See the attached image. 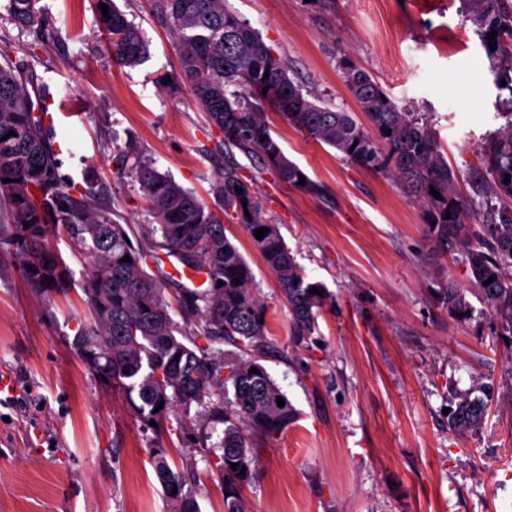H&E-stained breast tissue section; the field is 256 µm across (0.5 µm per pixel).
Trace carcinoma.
I'll use <instances>...</instances> for the list:
<instances>
[{"instance_id": "cac0c4a2", "label": "carcinoma", "mask_w": 512, "mask_h": 512, "mask_svg": "<svg viewBox=\"0 0 512 512\" xmlns=\"http://www.w3.org/2000/svg\"><path fill=\"white\" fill-rule=\"evenodd\" d=\"M11 2L20 23L40 24L36 0ZM100 2L108 6L99 23L108 36L113 62L120 67L140 64L148 53L141 31L112 0ZM462 3L481 39L493 81L498 85L507 82L505 89L511 94L498 102L506 123L486 135L478 147L489 179L488 198L483 201L486 224L479 241L464 234L463 218L471 202L457 190L454 172L432 127L420 113L395 104L380 83L350 57H342L338 68L368 121L366 126L349 112L310 100L288 77L285 62L225 0H156V7L171 21L182 77L210 122L222 132L224 146L257 154L284 184L322 195L323 187L286 157L272 135L264 115V106L269 105L347 160L396 182L420 209L424 237L432 249L445 255L464 253L485 313L497 321L500 336L512 345V215H498L492 204L494 198L512 201V0ZM493 31L496 49L492 51L488 34ZM46 114L45 100L33 99L16 65L11 61L0 64V202L8 205L12 219L6 236L0 237V247L17 251L30 287L50 294L66 287L70 273L46 244L48 225L60 224L80 241L92 258L82 284L91 321L74 337L75 353L98 378H106L105 384L125 393L146 427L175 411L188 416L195 405L201 408L196 417L202 427L215 430L223 425L219 454L209 464L222 477L228 493L224 512H242L240 489L253 483L258 472L244 430L277 438L294 423L296 409L260 363L268 332L267 310L252 292L251 267L224 232V214L233 212L275 275L297 338L312 334L327 299L325 287L307 277L277 227L262 224L252 186L242 179L239 167L224 166L215 187L224 206L219 212L159 172L153 163L137 160L135 177L157 220L145 233L160 234V247L167 256L207 276L205 288L182 289L180 305L185 316L195 321L197 336L209 345L199 346L197 336H176L164 288L158 277L143 268L147 253L133 247L123 225L106 211L90 207L93 186L79 200L60 187L56 178L59 160L44 135ZM301 175L303 185L299 184ZM6 178L12 182H4ZM432 188L441 198L430 193ZM262 227L268 232L258 240L253 231ZM126 255L128 262L122 261ZM491 276L494 280L484 284ZM314 287L322 294L310 293ZM436 300L450 314L469 316L460 290L451 282L436 291ZM218 340L239 352L211 348ZM253 367L258 372H250ZM226 369L230 370L227 375ZM279 396L285 399L282 407L277 406ZM158 405L162 409H156ZM448 408V428L465 432L482 424L487 404L469 392L452 398ZM152 455L173 512H198L193 496L184 490L181 474L172 469L162 450L155 449Z\"/></svg>"}]
</instances>
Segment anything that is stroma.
<instances>
[{"instance_id": "1", "label": "stroma", "mask_w": 512, "mask_h": 512, "mask_svg": "<svg viewBox=\"0 0 512 512\" xmlns=\"http://www.w3.org/2000/svg\"><path fill=\"white\" fill-rule=\"evenodd\" d=\"M148 44L144 62L116 66L97 24L96 0H37L44 31L19 24L0 0V50L47 99L44 132L72 197L88 183L134 247L153 250L155 218L133 172L153 162L201 200L225 164L252 182L260 216L274 224L329 299L305 339L291 334L278 281L235 219L227 237L250 265L267 307L264 366L297 416L280 437L252 433L259 462L241 492L245 512H512V346L473 291L460 252L433 256L417 207L393 181L316 142L267 109L285 155L324 185L323 197L285 185L261 160L221 145L179 76L171 25L155 0H114ZM319 101L359 107L341 79L350 56L398 105L424 114L465 198L480 168L478 145L504 123L499 90L460 0H227ZM34 58H25L23 46ZM49 244L70 270L63 292L30 288L15 253L0 252V512H171L152 447L184 472L201 512H224L212 440L170 415L144 428L125 395L105 386L72 349L90 319L81 284L89 256L64 227ZM472 310L438 305L442 283ZM485 387L475 431L448 428L456 393Z\"/></svg>"}]
</instances>
